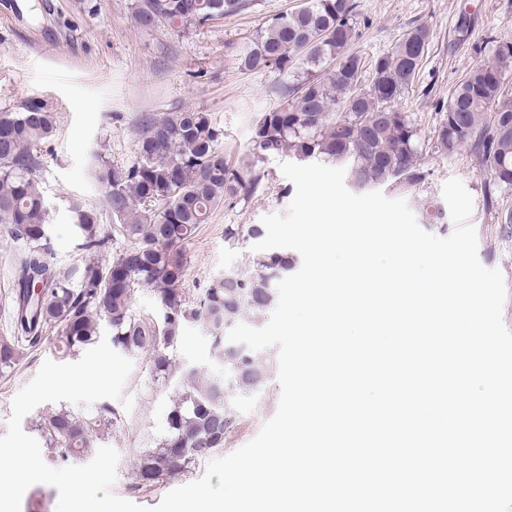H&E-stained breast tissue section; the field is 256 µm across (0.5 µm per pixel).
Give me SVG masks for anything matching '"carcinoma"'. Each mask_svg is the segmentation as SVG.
<instances>
[{"label":"carcinoma","mask_w":512,"mask_h":512,"mask_svg":"<svg viewBox=\"0 0 512 512\" xmlns=\"http://www.w3.org/2000/svg\"><path fill=\"white\" fill-rule=\"evenodd\" d=\"M244 0H140L139 26L166 25L186 35L213 19L235 13ZM353 0H306L276 16L240 54L243 69L270 70L288 81L277 89V106L260 113L252 129L253 160L229 167L220 148L222 132L209 113L191 108L162 117L147 116L138 128L136 162L115 166L97 156L90 171L105 190L112 224L103 213L77 201L70 204L81 250L92 255L71 267L50 261L49 212L35 173L37 148L53 135L56 113L42 100H27L0 111V224L24 241L18 263L14 318L18 335L0 336V376L23 356V343L41 341L42 328L56 329V353L66 359L96 346L102 326L112 348L128 355L146 352L154 380L174 377L182 324H202L211 361L221 373L190 368L166 415L156 447L138 455L130 487L147 490L187 473L224 446V428L233 403L260 389L267 358L248 347L231 349L227 329L244 310L262 315L277 302V283L294 268L295 257L264 254L252 269L228 271L208 288L198 305L185 303L180 285L187 272L185 244L198 225L225 198L253 194L262 180L255 163L283 151L301 161L346 167L357 190L393 187L406 191L426 179L418 155V132L396 99L418 74L429 43L424 25L410 28L395 49L377 57L368 88L360 87L361 58L350 52L357 37ZM336 63L322 75L323 64ZM512 65V41L501 42L495 60L472 69L448 98L433 134L434 147L448 155L469 145L489 177V197L512 189V100L503 96V72ZM243 240L263 235L258 224L227 228ZM126 242L112 259L93 256L110 243ZM137 286L157 290L158 326L132 313ZM112 409L79 415L54 407L35 424L54 463L93 459L99 436L116 422Z\"/></svg>","instance_id":"carcinoma-1"}]
</instances>
